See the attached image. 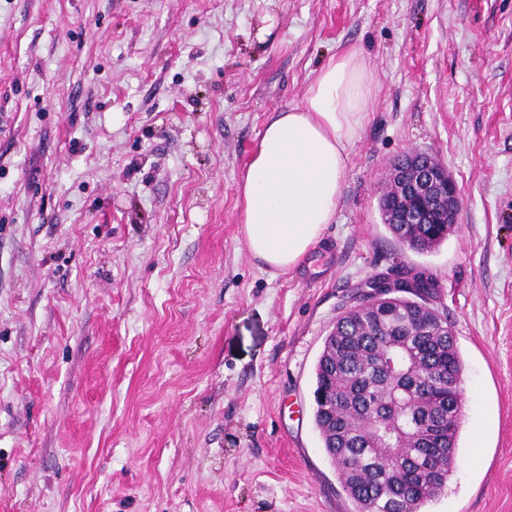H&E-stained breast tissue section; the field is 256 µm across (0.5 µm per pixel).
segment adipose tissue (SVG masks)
<instances>
[{
  "label": "adipose tissue",
  "instance_id": "ef3b65f1",
  "mask_svg": "<svg viewBox=\"0 0 512 512\" xmlns=\"http://www.w3.org/2000/svg\"><path fill=\"white\" fill-rule=\"evenodd\" d=\"M370 83L364 60L348 51L320 69L301 106L267 123L239 191L247 247L266 268L295 266L333 222Z\"/></svg>",
  "mask_w": 512,
  "mask_h": 512
}]
</instances>
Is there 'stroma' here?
<instances>
[{"mask_svg": "<svg viewBox=\"0 0 512 512\" xmlns=\"http://www.w3.org/2000/svg\"><path fill=\"white\" fill-rule=\"evenodd\" d=\"M349 49L371 99L335 219L270 273L240 177ZM410 152L462 203L424 254L380 212ZM410 267L465 399L422 512H512V0H0V512H355L315 367L349 297Z\"/></svg>", "mask_w": 512, "mask_h": 512, "instance_id": "obj_1", "label": "stroma"}]
</instances>
